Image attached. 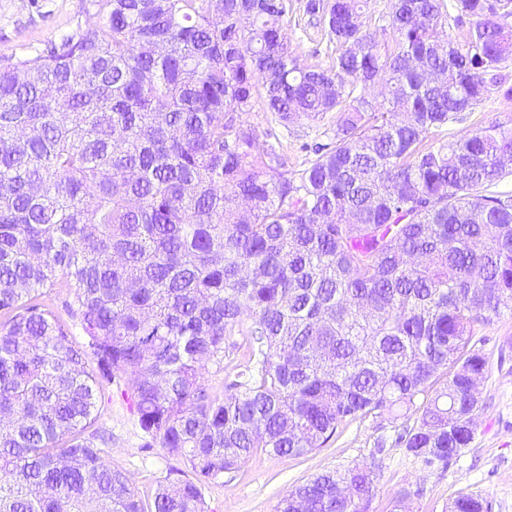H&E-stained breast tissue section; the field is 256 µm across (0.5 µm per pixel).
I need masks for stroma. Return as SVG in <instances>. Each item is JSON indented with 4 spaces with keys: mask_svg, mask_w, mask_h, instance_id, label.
Listing matches in <instances>:
<instances>
[{
    "mask_svg": "<svg viewBox=\"0 0 512 512\" xmlns=\"http://www.w3.org/2000/svg\"><path fill=\"white\" fill-rule=\"evenodd\" d=\"M308 0H292L288 36L298 64H326L332 45L323 26L312 23ZM84 0H0V52L25 56L60 39L85 22ZM512 119V98L492 95L444 135L456 139L492 121ZM257 130L256 149L276 146L291 162H305L309 145L325 140L336 125L335 114L289 127L270 123L262 108L247 116ZM474 347L486 359V377L479 386L481 408L473 441L446 468L430 469L395 442L398 423L375 416L355 419L339 428L326 447L304 456L263 453L235 472L205 484V512H274L277 502L316 475L336 468L378 466L379 477L369 512H392L406 498L410 512H448L461 493L481 496L491 512H512V315L486 326ZM124 386L106 387L98 416L89 432L104 443L103 459L124 472L136 496L151 505L155 490L179 468L178 459L159 447L141 428L123 394Z\"/></svg>",
    "mask_w": 512,
    "mask_h": 512,
    "instance_id": "stroma-1",
    "label": "stroma"
}]
</instances>
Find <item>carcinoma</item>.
<instances>
[{"label":"carcinoma","mask_w":512,"mask_h":512,"mask_svg":"<svg viewBox=\"0 0 512 512\" xmlns=\"http://www.w3.org/2000/svg\"><path fill=\"white\" fill-rule=\"evenodd\" d=\"M290 12L86 0L87 25L0 54V512H145L83 435L116 379L185 466L151 512H204L203 486L255 452L306 455L361 416L414 419L399 443L429 468L473 440V339L512 312V195L490 191L512 120L439 131L512 97V0H309L326 67L292 57ZM258 104L285 127L336 113L331 142L299 168L255 152ZM233 336L246 357L219 397L204 374ZM377 477L319 474L275 512H367ZM48 298L52 308L59 315L60 319L68 326L71 332V339L73 341V345L84 347L87 341L83 336L82 332L80 331L79 326L75 325L76 320L68 312V308L66 306L68 296L66 294L65 289L53 288L50 291Z\"/></svg>","instance_id":"cac0c4a2"}]
</instances>
